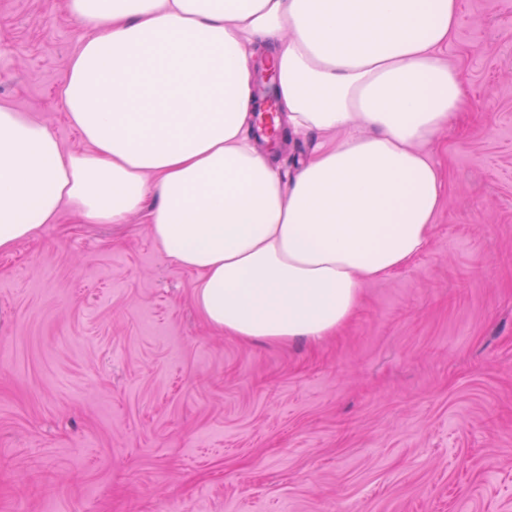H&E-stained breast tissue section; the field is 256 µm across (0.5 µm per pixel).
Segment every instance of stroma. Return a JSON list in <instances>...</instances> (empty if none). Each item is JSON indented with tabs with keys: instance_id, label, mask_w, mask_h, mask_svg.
<instances>
[{
	"instance_id": "35a3bbf8",
	"label": "stroma",
	"mask_w": 512,
	"mask_h": 512,
	"mask_svg": "<svg viewBox=\"0 0 512 512\" xmlns=\"http://www.w3.org/2000/svg\"><path fill=\"white\" fill-rule=\"evenodd\" d=\"M0 0V104L58 98L87 33ZM467 110L428 248L311 345L210 326L147 216L0 254V512H512V0H463Z\"/></svg>"
}]
</instances>
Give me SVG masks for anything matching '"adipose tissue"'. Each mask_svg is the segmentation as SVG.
Listing matches in <instances>:
<instances>
[{"label": "adipose tissue", "mask_w": 512, "mask_h": 512, "mask_svg": "<svg viewBox=\"0 0 512 512\" xmlns=\"http://www.w3.org/2000/svg\"><path fill=\"white\" fill-rule=\"evenodd\" d=\"M93 28L60 98L89 149L0 105V253L71 211L143 210L195 304L241 339L317 343L364 285L427 247L446 185L430 146L467 107L440 53L462 0H68ZM289 133L324 140L283 180L254 136L260 69Z\"/></svg>", "instance_id": "1"}]
</instances>
